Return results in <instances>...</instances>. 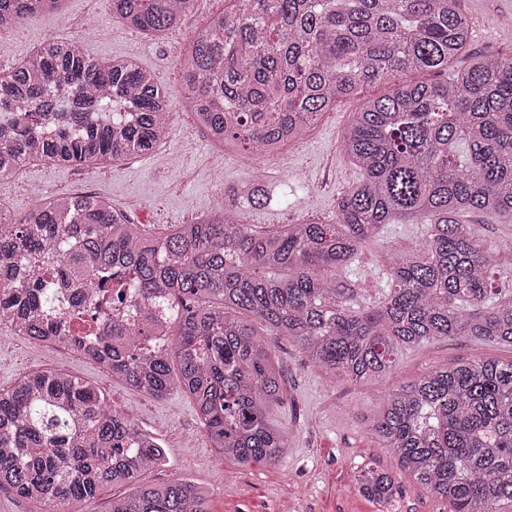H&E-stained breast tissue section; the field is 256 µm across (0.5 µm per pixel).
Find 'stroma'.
<instances>
[{"mask_svg": "<svg viewBox=\"0 0 512 512\" xmlns=\"http://www.w3.org/2000/svg\"><path fill=\"white\" fill-rule=\"evenodd\" d=\"M473 30V53L512 48V0H467ZM224 10V0H198L177 31L149 38L112 18L109 0H64L57 12L13 28L0 39V74L50 39L81 38L87 51L102 60L131 58L151 70L170 93L173 119L164 141L148 155L114 165L111 175L91 168H72L37 161L0 180V207L16 215L32 211L37 198L92 193L104 198L132 223L157 235L177 224H190L213 210L223 190L255 186L257 168H264V189L271 200L263 208H247L242 221L261 230L296 224L307 217L334 219L338 194L360 177L339 148V137L356 101L341 102L326 113L302 141L276 157L259 159L217 147L201 132L185 109L176 65L184 45ZM420 224H391L380 241L369 244L353 265L354 280L365 294L378 295L387 263V249L421 244ZM7 347L0 357V387H9L34 367L55 366L95 384L108 404L134 418L136 424L162 438L170 466L147 471L144 482L160 484L187 476L209 492L211 512H450L448 504L423 491L410 478L400 481L390 504L362 496L351 482L356 468L371 464L394 470L388 449L365 434L364 416L376 412L383 397L400 385L439 365L473 359L512 358V346L475 339L439 338L404 354L375 385L329 382L295 344L275 337L266 342L284 368V402L269 417L290 431L279 465H239L211 448L191 402L174 391L148 400L129 389L99 365L53 345L16 335L0 326Z\"/></svg>", "mask_w": 512, "mask_h": 512, "instance_id": "1", "label": "stroma"}]
</instances>
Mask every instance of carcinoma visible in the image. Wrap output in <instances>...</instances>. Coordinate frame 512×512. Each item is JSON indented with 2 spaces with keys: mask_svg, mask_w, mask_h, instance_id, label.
Returning <instances> with one entry per match:
<instances>
[{
  "mask_svg": "<svg viewBox=\"0 0 512 512\" xmlns=\"http://www.w3.org/2000/svg\"><path fill=\"white\" fill-rule=\"evenodd\" d=\"M112 18L147 36L176 28L196 0H110ZM62 0H0V33ZM466 0H229L184 46L185 103L227 151L279 155L324 114L370 85L410 72L350 113L339 147L361 178L336 200V221L259 230L227 195L192 224L155 236L105 199L40 200L18 217L0 207V321L37 342L79 350L153 399L178 389L211 447L238 464H278L288 428L268 419L284 374L252 321L295 343L326 377L369 384L403 351L438 338L512 346V289L468 216L512 224V55L467 54ZM167 91L129 58L100 61L81 41H47L0 76V179L34 160L82 167L151 152L167 134ZM425 225L420 247L390 252L371 300L341 276L388 224ZM98 304L56 315L66 288ZM132 295L158 298L144 327L105 322ZM365 432L397 470L356 469L359 492L393 500L409 477L450 512H512V359L436 367L392 390ZM164 442L107 404L92 383L41 369L0 389V489L69 512L108 487L131 488L110 512H209L195 481H142L169 465Z\"/></svg>",
  "mask_w": 512,
  "mask_h": 512,
  "instance_id": "1",
  "label": "carcinoma"
}]
</instances>
